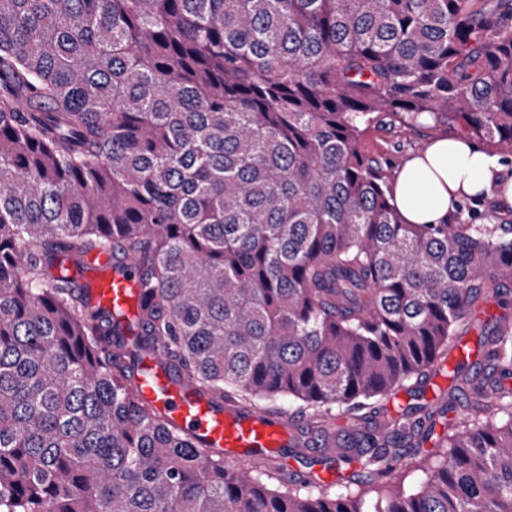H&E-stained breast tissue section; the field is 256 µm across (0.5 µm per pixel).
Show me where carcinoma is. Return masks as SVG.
<instances>
[{
  "label": "carcinoma",
  "instance_id": "obj_1",
  "mask_svg": "<svg viewBox=\"0 0 512 512\" xmlns=\"http://www.w3.org/2000/svg\"><path fill=\"white\" fill-rule=\"evenodd\" d=\"M0 0V512H512V326L430 456L408 407L332 484L224 465L141 403L368 420L512 283V224H405L362 150L453 116L512 153V0ZM139 274L124 323L50 269ZM417 491L388 480L405 455Z\"/></svg>",
  "mask_w": 512,
  "mask_h": 512
}]
</instances>
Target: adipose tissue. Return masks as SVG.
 Returning <instances> with one entry per match:
<instances>
[{
    "instance_id": "adipose-tissue-1",
    "label": "adipose tissue",
    "mask_w": 512,
    "mask_h": 512,
    "mask_svg": "<svg viewBox=\"0 0 512 512\" xmlns=\"http://www.w3.org/2000/svg\"><path fill=\"white\" fill-rule=\"evenodd\" d=\"M498 156L468 138L438 139L408 160L393 187V203L405 223L441 224L459 200L502 183L501 201L512 207V180L499 179Z\"/></svg>"
}]
</instances>
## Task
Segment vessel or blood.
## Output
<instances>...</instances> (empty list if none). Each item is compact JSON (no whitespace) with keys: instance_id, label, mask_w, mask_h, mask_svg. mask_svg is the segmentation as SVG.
Returning a JSON list of instances; mask_svg holds the SVG:
<instances>
[{"instance_id":"obj_1","label":"vessel or blood","mask_w":512,"mask_h":512,"mask_svg":"<svg viewBox=\"0 0 512 512\" xmlns=\"http://www.w3.org/2000/svg\"><path fill=\"white\" fill-rule=\"evenodd\" d=\"M91 300L105 312L133 315L140 300L134 270L118 272L108 255L98 257V271L91 280ZM148 373L137 375L133 387L164 416L194 436L205 448H220L226 460L243 469L257 465L263 454L299 444L292 419L255 409L220 407L206 397L190 394L184 381L162 366L161 351L148 358Z\"/></svg>"}]
</instances>
